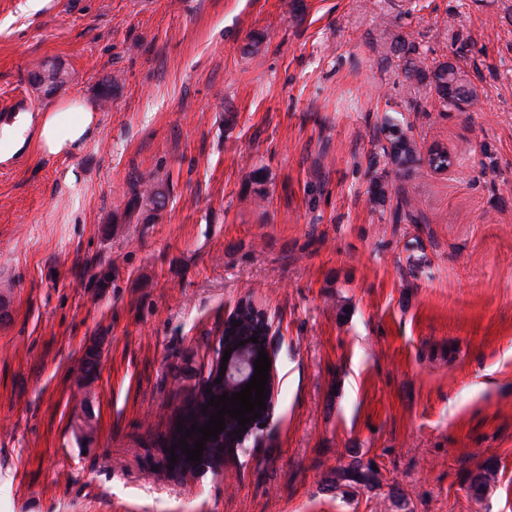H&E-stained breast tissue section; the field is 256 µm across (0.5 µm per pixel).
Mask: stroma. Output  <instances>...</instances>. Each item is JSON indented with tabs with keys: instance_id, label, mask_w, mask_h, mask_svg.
I'll use <instances>...</instances> for the list:
<instances>
[{
	"instance_id": "obj_1",
	"label": "stroma",
	"mask_w": 512,
	"mask_h": 512,
	"mask_svg": "<svg viewBox=\"0 0 512 512\" xmlns=\"http://www.w3.org/2000/svg\"><path fill=\"white\" fill-rule=\"evenodd\" d=\"M68 96L80 151L0 161V512H512V0H0V128ZM388 116L448 172L398 171ZM242 300L277 327L270 430L167 476ZM354 454L377 484L334 487ZM432 82L435 92L444 103L454 106L455 100L462 96L452 92L453 84H464L461 82L454 66L440 64L432 74Z\"/></svg>"
}]
</instances>
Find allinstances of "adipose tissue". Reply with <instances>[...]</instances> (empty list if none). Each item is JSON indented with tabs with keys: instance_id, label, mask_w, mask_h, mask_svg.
I'll return each mask as SVG.
<instances>
[{
	"instance_id": "1",
	"label": "adipose tissue",
	"mask_w": 512,
	"mask_h": 512,
	"mask_svg": "<svg viewBox=\"0 0 512 512\" xmlns=\"http://www.w3.org/2000/svg\"><path fill=\"white\" fill-rule=\"evenodd\" d=\"M97 124L94 112L83 101L65 99L43 113L38 140L43 152L66 155L78 152Z\"/></svg>"
}]
</instances>
